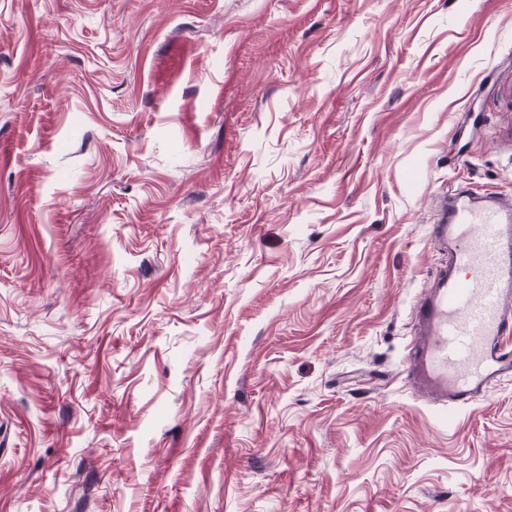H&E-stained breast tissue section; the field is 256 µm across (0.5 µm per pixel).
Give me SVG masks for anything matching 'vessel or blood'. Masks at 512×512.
Wrapping results in <instances>:
<instances>
[{
    "instance_id": "obj_1",
    "label": "vessel or blood",
    "mask_w": 512,
    "mask_h": 512,
    "mask_svg": "<svg viewBox=\"0 0 512 512\" xmlns=\"http://www.w3.org/2000/svg\"><path fill=\"white\" fill-rule=\"evenodd\" d=\"M431 234L448 265L415 308L405 380L454 411L512 378V205L456 190Z\"/></svg>"
}]
</instances>
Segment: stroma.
Instances as JSON below:
<instances>
[{
	"label": "stroma",
	"mask_w": 512,
	"mask_h": 512,
	"mask_svg": "<svg viewBox=\"0 0 512 512\" xmlns=\"http://www.w3.org/2000/svg\"><path fill=\"white\" fill-rule=\"evenodd\" d=\"M451 186L512 0H0V512H512L402 375Z\"/></svg>",
	"instance_id": "1"
}]
</instances>
